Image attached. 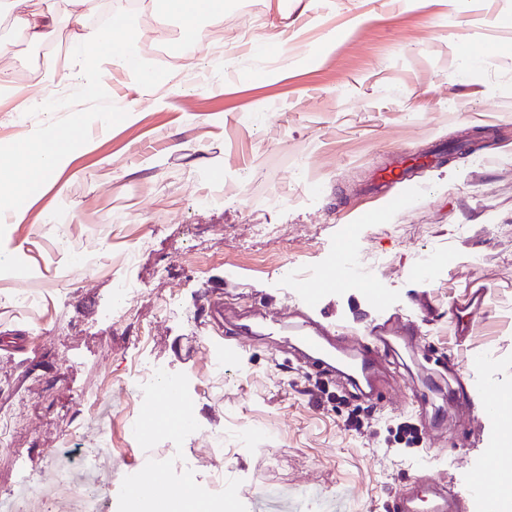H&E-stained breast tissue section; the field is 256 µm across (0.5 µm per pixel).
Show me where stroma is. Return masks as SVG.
Instances as JSON below:
<instances>
[{
	"label": "stroma",
	"mask_w": 512,
	"mask_h": 512,
	"mask_svg": "<svg viewBox=\"0 0 512 512\" xmlns=\"http://www.w3.org/2000/svg\"><path fill=\"white\" fill-rule=\"evenodd\" d=\"M124 15L162 80L147 97L106 61L83 83L63 80L53 111L0 106V180L13 174L3 146L49 125L72 144L23 220L0 206V410L14 413L23 450L0 451V512L25 487L22 512H63L37 488L74 427L84 447L109 442L106 492L126 503L149 475L165 499L188 457L193 488L223 475L224 512H254L271 494L293 496L299 512L336 497L344 512H392L422 473L461 496L487 476L512 512V429L457 396L463 384L512 400V0H224L223 24L198 42L127 0H101L88 24ZM69 42L66 28L39 51L6 39L0 71L41 96L44 60L66 61ZM170 83L187 93L169 95ZM134 98V120H120ZM459 141L470 150L368 194L404 156ZM216 185L223 201L204 202ZM65 239L84 269L56 250ZM347 262L355 278L333 282ZM291 266L309 279H288ZM127 276L140 284L135 313L111 317ZM229 280L220 338L203 290ZM478 288L484 307L457 340L453 306ZM23 290L35 307L17 305ZM257 310L283 326L331 325L345 352L394 314L405 365L388 366L376 399L358 397L299 364ZM236 338L244 350H227ZM142 357L183 395L138 393ZM94 395L108 417L88 414ZM133 419L142 440L128 435ZM150 453L169 468H144Z\"/></svg>",
	"instance_id": "1"
}]
</instances>
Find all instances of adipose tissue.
Listing matches in <instances>:
<instances>
[{"mask_svg": "<svg viewBox=\"0 0 512 512\" xmlns=\"http://www.w3.org/2000/svg\"><path fill=\"white\" fill-rule=\"evenodd\" d=\"M66 3V16L61 19L51 9L25 12L19 10L17 0H0V21L34 47L53 44L60 22H67L72 32L70 49L78 69H86L112 52L139 88L156 84V77L144 72L136 60L135 44L126 23L89 27L85 18L98 9L97 0H66ZM153 7L163 15L176 18L184 31L197 40L224 21V0H153ZM10 153L15 160L16 173L8 193L14 203L19 204L31 194L34 185L49 182L66 165L69 146L60 133L50 128L44 134L16 141Z\"/></svg>", "mask_w": 512, "mask_h": 512, "instance_id": "obj_1", "label": "adipose tissue"}]
</instances>
